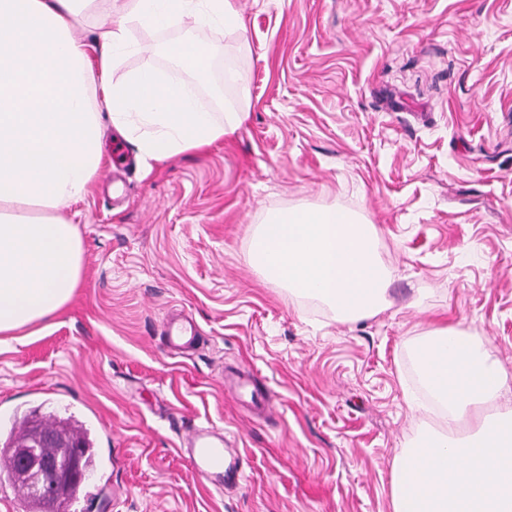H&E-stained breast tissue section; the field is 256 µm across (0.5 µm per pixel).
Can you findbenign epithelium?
Listing matches in <instances>:
<instances>
[{
  "mask_svg": "<svg viewBox=\"0 0 512 512\" xmlns=\"http://www.w3.org/2000/svg\"><path fill=\"white\" fill-rule=\"evenodd\" d=\"M57 444L56 434L40 427L22 442L15 454L21 482L45 501L46 512H55L56 492L59 488H73L91 478V473L81 468L78 451L64 464L38 453L40 448L54 447Z\"/></svg>",
  "mask_w": 512,
  "mask_h": 512,
  "instance_id": "benign-epithelium-1",
  "label": "benign epithelium"
}]
</instances>
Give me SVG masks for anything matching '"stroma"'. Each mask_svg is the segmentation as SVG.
<instances>
[{"label": "stroma", "mask_w": 512, "mask_h": 512, "mask_svg": "<svg viewBox=\"0 0 512 512\" xmlns=\"http://www.w3.org/2000/svg\"><path fill=\"white\" fill-rule=\"evenodd\" d=\"M234 2L238 31L132 30L112 76L179 74L242 125L149 170L131 143L125 168L104 163L69 208L81 288L0 338V434L37 407L91 431L97 468L61 512H392L397 456L443 424L415 343L457 325L512 373V0ZM177 41L209 46L204 82L166 54ZM333 205L374 224L393 271L390 306L349 323L249 259L268 211ZM178 309L200 338L173 350ZM199 425L223 431L240 483L194 471L180 441Z\"/></svg>", "instance_id": "35a3bbf8"}]
</instances>
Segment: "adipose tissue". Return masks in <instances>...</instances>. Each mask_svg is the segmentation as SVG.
Masks as SVG:
<instances>
[{
    "mask_svg": "<svg viewBox=\"0 0 512 512\" xmlns=\"http://www.w3.org/2000/svg\"><path fill=\"white\" fill-rule=\"evenodd\" d=\"M99 19L93 41L74 35ZM235 30L234 0H0V335L51 319L82 280V242L63 214L91 192L103 129L131 140L145 165L207 148L243 113L216 117L189 85L145 69L116 80L132 26L184 20ZM444 430L413 438L392 470L393 512H512V387L488 346L457 326L414 349Z\"/></svg>",
    "mask_w": 512,
    "mask_h": 512,
    "instance_id": "adipose-tissue-1",
    "label": "adipose tissue"
}]
</instances>
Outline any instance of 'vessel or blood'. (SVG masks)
<instances>
[{"mask_svg":"<svg viewBox=\"0 0 512 512\" xmlns=\"http://www.w3.org/2000/svg\"><path fill=\"white\" fill-rule=\"evenodd\" d=\"M162 327L168 345L173 348L191 343L199 335L193 320L182 314L166 318ZM182 446L194 471L214 487L220 488L242 479V467L225 448L222 433L209 427H198L184 437Z\"/></svg>","mask_w":512,"mask_h":512,"instance_id":"b4317fda","label":"vessel or blood"}]
</instances>
